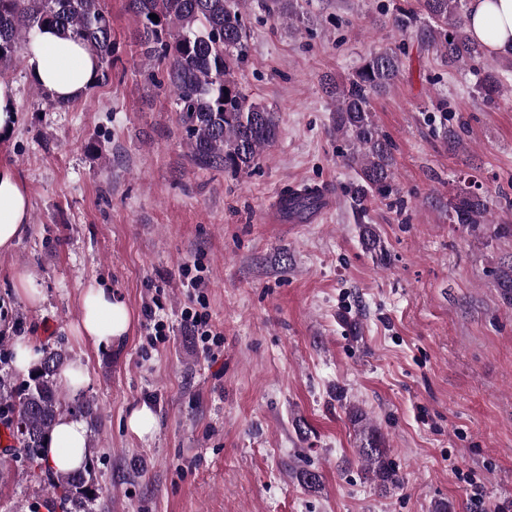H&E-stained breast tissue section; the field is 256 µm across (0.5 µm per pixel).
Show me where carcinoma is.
<instances>
[{
  "instance_id": "obj_1",
  "label": "carcinoma",
  "mask_w": 512,
  "mask_h": 512,
  "mask_svg": "<svg viewBox=\"0 0 512 512\" xmlns=\"http://www.w3.org/2000/svg\"><path fill=\"white\" fill-rule=\"evenodd\" d=\"M247 0H128V12L137 27V46L145 65H162L166 91L177 112L196 165L222 169L237 176L258 167L265 149L278 136L276 115L252 101L238 83L237 73L248 62L249 44L241 6ZM418 9L398 10L392 24L401 32L425 22L422 42L441 52L452 68L476 69L485 56L484 45L467 32L463 0H417ZM155 14L154 21L150 15ZM57 29L63 36L82 42L100 63L101 77L108 78L115 61L116 41L104 0H0V76H4L21 52L28 49L36 31ZM401 57L392 48L372 52L354 75L336 87L334 127L347 138L344 163L355 171L360 198L389 200L400 195L394 180L395 145L371 118L372 95L389 88L401 70ZM476 90L491 100L500 94V83L490 69L479 71ZM285 220H303L322 205L311 186L283 190ZM452 224H497L496 234H512V224L495 222L488 197L462 191L448 199ZM504 301L512 302V264L496 273ZM68 355L61 348H46L42 358L21 384L0 377V416L15 425L13 437L21 457L45 474L50 498L59 500L62 512H90L99 498L94 466L90 463L70 473H53L43 463V448L57 418L65 412L96 420L98 407L85 399L63 405L58 375ZM359 426V449L366 474L385 488L397 485L401 475L377 428L366 422L358 407L349 410Z\"/></svg>"
}]
</instances>
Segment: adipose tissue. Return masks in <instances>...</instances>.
<instances>
[{"instance_id": "ef3b65f1", "label": "adipose tissue", "mask_w": 512, "mask_h": 512, "mask_svg": "<svg viewBox=\"0 0 512 512\" xmlns=\"http://www.w3.org/2000/svg\"><path fill=\"white\" fill-rule=\"evenodd\" d=\"M467 31L497 53L512 45V0H469ZM30 75L54 98L72 101L93 83L98 60L83 45L51 29L36 32L25 55ZM30 201L24 183L11 166L0 165V253L10 251L29 228ZM133 318L110 289L90 287L80 301L75 336L99 344L119 341ZM88 431L80 417L62 414L47 442L45 460L55 472L79 468L87 452Z\"/></svg>"}]
</instances>
